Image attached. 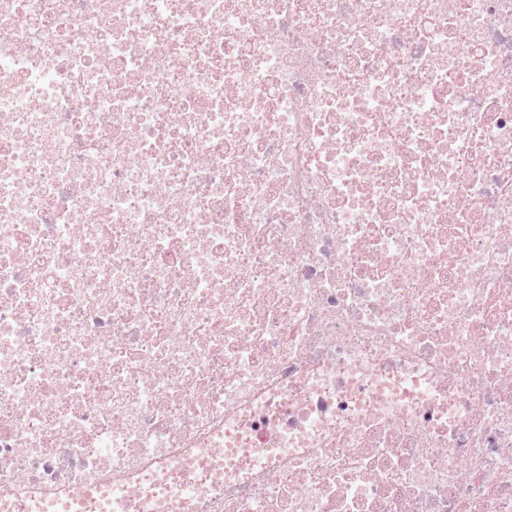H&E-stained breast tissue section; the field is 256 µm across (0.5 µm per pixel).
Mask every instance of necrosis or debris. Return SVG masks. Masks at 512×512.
Listing matches in <instances>:
<instances>
[{"mask_svg": "<svg viewBox=\"0 0 512 512\" xmlns=\"http://www.w3.org/2000/svg\"><path fill=\"white\" fill-rule=\"evenodd\" d=\"M154 470L512 512V0H0V507Z\"/></svg>", "mask_w": 512, "mask_h": 512, "instance_id": "1", "label": "necrosis or debris"}]
</instances>
